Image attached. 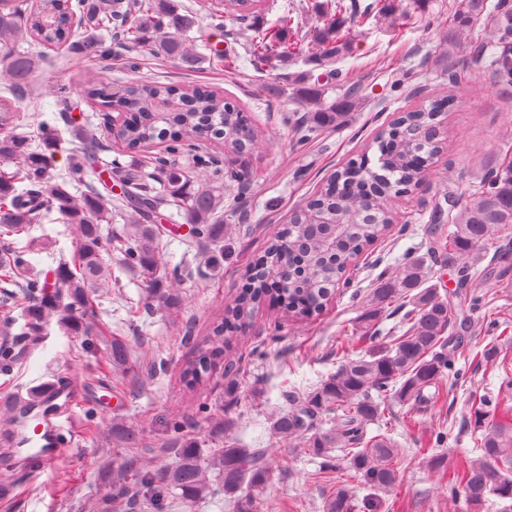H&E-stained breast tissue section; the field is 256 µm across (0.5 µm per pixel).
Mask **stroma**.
I'll use <instances>...</instances> for the list:
<instances>
[{"mask_svg": "<svg viewBox=\"0 0 512 512\" xmlns=\"http://www.w3.org/2000/svg\"><path fill=\"white\" fill-rule=\"evenodd\" d=\"M360 3L370 6L369 15L336 16L337 24L353 33L355 47L330 64L313 53L269 66L253 65L243 55V44L254 30L274 25L278 12L266 9L242 23L226 20L223 31L205 28L197 33L194 51L205 52L207 44L219 38L224 50L238 53L232 70L213 60L187 72L147 54L133 62L123 51L104 59L66 63L51 52L37 65L43 118L59 137L52 174L71 165L81 147L74 132L87 124L95 129L103 164L116 160L127 165L136 157L146 160L165 153L161 144L131 151L112 138L103 112L88 106L81 96L79 86L89 72L120 85L150 79L219 87L248 111L258 143L238 163L250 175L247 187L233 184L224 189V237L217 245L224 253L220 266L186 256L189 226L182 217L172 216L170 208H163L167 231L161 260L181 277L174 287L179 296L176 306L152 305L139 270L118 263L95 292L90 319L108 332L94 344L62 329L53 317L40 335H27L21 309L0 306V323L9 322L12 337L19 340L15 361L0 371V460L10 462L8 468H0V480L9 479L14 488L10 499H0V512H98L112 490L114 472L127 461L169 462L168 449L179 438L198 442L209 453L223 447L228 437L249 448L268 449L271 455L270 478L256 493L259 512H283L287 505L294 512H321L322 497L341 481V469L311 458L303 449L276 445L268 417L284 405L289 385L307 391L335 373L337 342L343 336H356L361 306L386 268L422 256L441 295L476 292L480 300L469 311L470 326L460 331L466 342L483 345L502 330L512 331V227L492 235L460 266L431 251L428 222L443 195L466 203L478 174L512 158V86L498 87L488 72L464 68L467 37L448 48V24L457 0ZM452 68L461 72V82L454 88L446 79ZM399 71L405 78L400 86H392L391 77ZM309 79L324 81L323 98L328 103L347 83L361 85L362 95L343 123L300 144L293 132L299 115L293 110L292 96L297 85ZM446 93L455 99L441 128L446 149L435 158L420 188L390 198L391 230L357 257L347 284L340 286L327 308L300 321L283 319L280 308L260 305L224 347L225 355L237 363V378L229 379L219 362L194 387H187L181 379L183 364L196 355L225 307L234 304L248 282L252 262L289 213L319 190L331 172L364 151L399 112ZM62 95L69 104L65 113L57 106ZM75 242L74 227L52 212L30 235L16 237L14 245L25 250L34 272L45 278L60 259L71 257ZM115 337L131 352L121 367L109 357ZM150 362L155 369L147 376L143 370ZM506 380L503 372L489 365L467 363L461 378L449 381L445 402L419 415L415 429L405 427L406 411L397 405L386 419L369 425L372 433L393 431L403 450L396 463L398 481L389 492L379 494L376 512H387L391 502L398 503V512H473L465 499L448 502L443 488L413 453L418 444L442 432L447 436L443 449L448 457L469 455L474 446L467 421L469 397L497 396L505 391ZM55 381L76 386L83 400L62 419L68 444L56 467L34 473L16 452L24 429L6 417L3 408ZM224 418L237 422L227 434L213 426ZM120 427L138 434L136 445L125 447L116 433Z\"/></svg>", "mask_w": 512, "mask_h": 512, "instance_id": "1", "label": "stroma"}]
</instances>
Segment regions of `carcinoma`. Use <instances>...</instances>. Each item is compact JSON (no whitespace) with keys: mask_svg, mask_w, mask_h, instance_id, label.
<instances>
[{"mask_svg":"<svg viewBox=\"0 0 512 512\" xmlns=\"http://www.w3.org/2000/svg\"><path fill=\"white\" fill-rule=\"evenodd\" d=\"M208 11L215 29L222 32L224 16L240 20L258 12L263 0H211ZM77 16L80 31L73 33L69 19ZM293 24L286 8L277 27L252 36L245 52L256 64L286 61L312 49L325 59L335 58L353 45L351 34H342L336 21L316 27L300 40L287 42L282 30ZM200 28V18L176 0H40L37 8L25 0H0V68L11 80L10 96L0 97V160L21 164L8 172L0 170V237L29 234L41 212L54 210L65 224H72L78 241L72 261L62 262L57 271L55 291L45 292L40 280L18 281L26 260L23 252L0 253V283L19 291L4 290L7 306L21 305L28 317L30 335L41 333L46 320L59 316L60 323L84 336L101 330L82 322L93 307V292L105 276L106 256L117 250L123 260L153 273L160 259L162 235L153 224L163 206L173 207L187 223L194 225V237L187 250L217 267L220 256L213 253L214 242L224 237V182H239L244 171H226L213 159H205L202 141L214 139L230 148L248 152L255 134L245 109L224 97V92L207 85L175 86L142 79L125 85L106 83L88 76L82 84L85 99L110 112L124 115L119 137L130 149L157 141H168V150L192 149L193 166L210 169L214 183L197 185L188 171L157 158L113 167L120 185L115 197H104L92 183L75 195L69 190L73 178L53 177L47 167L58 149L57 135L47 124L39 134L15 132L23 102L30 99L35 69L34 55L45 49L65 51L78 59L106 58L112 42L129 52L149 53L174 62L187 71L216 57L232 68L238 56L218 49L202 55L188 46L189 33ZM462 31L471 33L470 47L475 65L488 70L503 83H512V0H459L448 24V43ZM299 106L318 101L308 121L297 122V130L309 135L317 128L341 122L356 105L359 87L347 86L337 101L321 102L320 89L312 85L297 89ZM454 99L445 96L422 109L402 112L374 141V154L364 151L329 178L326 186L297 209L290 223L270 243L254 267L248 288L204 340L197 355L185 365L182 375L190 384L224 357L225 334L236 331L255 307L268 296L282 299V310L310 317L323 310L336 292V282L346 275L352 261L366 246L389 229L391 216L387 202L391 194L414 186L427 170L442 145L437 137L440 117ZM82 143L73 172L97 174L98 142L85 129L76 131ZM472 198L456 214L448 216L453 228L436 240L431 251L448 256L452 264L474 254L501 227L512 224V161L490 169L475 185ZM314 212L323 225L305 223L304 214ZM133 217L123 241L116 248L105 247L104 225L115 215ZM423 259H405L393 273H383L371 289L358 317L363 335L357 342L341 347L336 373L324 379L311 393L295 390L286 394L287 406L273 418L274 434L299 443L314 457L329 459L336 451L349 465L350 479L340 482L322 499V512H351L349 487L363 485L386 489L395 485L394 465L398 453L388 433L368 435L367 427L385 418L391 403L407 408L409 419L426 407L436 405L448 393V379L456 374L460 359L485 362L507 370L512 361L502 356L503 336L484 347H467L463 337L453 334L456 324H466L465 305L478 302L466 296L453 304L437 288L426 286ZM147 296L174 306L178 296L155 278L145 281ZM409 304L404 314L406 330L391 338L381 354L363 351L359 343L372 338L376 325L394 306ZM17 340L0 332V368L8 369L16 356ZM486 397L469 400V413L481 434L475 438L474 458L452 465L437 447H421L419 453L439 484L451 494L461 495L468 504L480 508L493 498L512 499V403H497L496 418L488 419ZM320 414L331 415L330 427L314 428ZM174 459L148 469L136 462L120 470L114 484L116 496L127 498L129 508H137V497L156 505L161 497H176L186 505L215 493L209 474L217 473L224 497L234 512H257V502L242 493L245 484L255 489L269 479L266 449L245 448L228 441L206 459L194 442L173 446Z\"/></svg>","mask_w":512,"mask_h":512,"instance_id":"obj_1","label":"carcinoma"}]
</instances>
